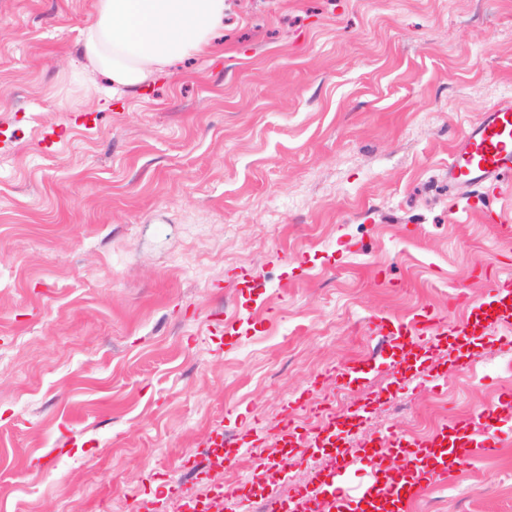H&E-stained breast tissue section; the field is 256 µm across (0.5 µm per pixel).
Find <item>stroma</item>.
Instances as JSON below:
<instances>
[{"instance_id": "stroma-1", "label": "stroma", "mask_w": 512, "mask_h": 512, "mask_svg": "<svg viewBox=\"0 0 512 512\" xmlns=\"http://www.w3.org/2000/svg\"><path fill=\"white\" fill-rule=\"evenodd\" d=\"M93 2L0 0V512H176L174 486L260 483L269 437L194 469L216 427L274 426L369 357L371 316L480 298L482 261L512 274V238L448 188L466 125L512 99V0H232L210 54L117 94L81 51ZM510 340L492 327L464 373L444 343L422 373L381 358L366 387L322 386L372 411L347 482L390 425L497 403ZM410 512H512V443Z\"/></svg>"}]
</instances>
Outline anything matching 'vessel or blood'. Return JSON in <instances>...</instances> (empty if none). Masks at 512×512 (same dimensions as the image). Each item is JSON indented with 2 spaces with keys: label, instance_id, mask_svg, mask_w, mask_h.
<instances>
[{
  "label": "vessel or blood",
  "instance_id": "obj_1",
  "mask_svg": "<svg viewBox=\"0 0 512 512\" xmlns=\"http://www.w3.org/2000/svg\"><path fill=\"white\" fill-rule=\"evenodd\" d=\"M448 186L464 193L482 188L493 196L512 187L511 99L486 109L464 130L448 159ZM477 270L491 279L488 292L477 300V307L490 309L500 306L503 300L512 301L511 275L493 274L487 263L479 264ZM370 327L374 333L384 335L392 354L407 346L416 348L422 343L443 341L451 336L468 341L476 335L469 322L452 315H438L424 304L418 306L408 321L395 322L378 314L372 317ZM372 371L369 360L361 359L338 368L336 377L361 384ZM323 383V378H316L303 394L289 401L281 421L272 431L276 447L284 451L277 463L281 475H288L296 466L293 450L337 449L347 436L345 414L337 412L331 403L316 398ZM509 406H512V393L507 391L497 404L480 408L473 423L459 425L463 437L459 444L449 442L448 427L444 424L426 439L412 437L402 428L392 427L380 439L377 448L366 454L364 463L370 474L375 475L381 470V453H401L405 467L397 477L381 485L371 482L352 490L345 487L342 479L343 462L332 460L314 472L309 483L298 488L291 497L284 499L267 494L263 501L264 512H312L313 499L318 495L330 512H407L410 502L430 482L446 480L449 461L465 466L475 457L492 454L502 446L505 441L502 412ZM301 411L309 412L315 420L314 426L299 423L297 414Z\"/></svg>",
  "mask_w": 512,
  "mask_h": 512
}]
</instances>
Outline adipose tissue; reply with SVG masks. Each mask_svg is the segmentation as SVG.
I'll return each instance as SVG.
<instances>
[{"instance_id":"ef3b65f1","label":"adipose tissue","mask_w":512,"mask_h":512,"mask_svg":"<svg viewBox=\"0 0 512 512\" xmlns=\"http://www.w3.org/2000/svg\"><path fill=\"white\" fill-rule=\"evenodd\" d=\"M228 0H95L81 32L85 58L113 91L134 90L175 59L210 50Z\"/></svg>"}]
</instances>
